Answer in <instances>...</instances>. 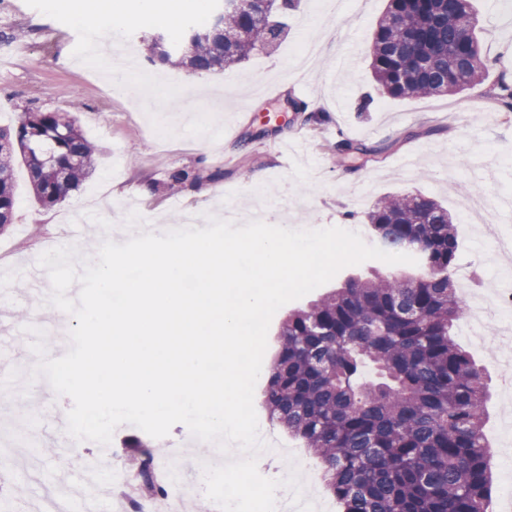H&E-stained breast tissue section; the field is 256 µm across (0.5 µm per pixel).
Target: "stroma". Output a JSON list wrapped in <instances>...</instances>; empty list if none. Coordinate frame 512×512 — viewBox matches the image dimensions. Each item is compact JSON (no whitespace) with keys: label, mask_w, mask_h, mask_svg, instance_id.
Returning <instances> with one entry per match:
<instances>
[{"label":"stroma","mask_w":512,"mask_h":512,"mask_svg":"<svg viewBox=\"0 0 512 512\" xmlns=\"http://www.w3.org/2000/svg\"><path fill=\"white\" fill-rule=\"evenodd\" d=\"M85 0H0V32L20 29L22 42L10 45L0 60V127L18 125L23 112L40 109L75 112L77 123L97 149L94 173L59 205L46 209L36 203L23 165H15V220L0 232V394L9 409L0 414V469L10 483L19 484L21 496L0 497V512H26L44 488L68 492L61 476L76 469H96L99 481L82 488L74 501L83 512L88 501L107 504L112 512H126V484L111 485L114 470H127L135 451L132 440L151 443L142 430L124 424L116 428L109 456L98 444L84 443L79 464H72V446L65 444L54 424L72 407L69 397L38 392L28 382L37 358L30 349L25 326L51 325L52 314L36 312L35 289L50 290L45 269L27 263L32 254L83 242L94 235L90 224L73 222L87 204L112 225L148 218L162 224L190 210L195 215L233 207L240 222H247L255 202L245 191L248 177L262 172V192L270 210L283 223L306 229L351 226L366 233L362 218L346 219L349 210L361 211L393 195L422 194L447 207L458 239L459 271L477 274L475 293L495 301L512 292V260L501 259L495 242L462 213L467 197L496 187L512 190V118L489 109L486 91L501 72L512 74V31L501 22L499 0H476L482 50L490 64L484 82L466 93L402 100L380 93L370 69L369 48L387 0H370L364 13L325 12L322 0H296L284 17L285 36L270 53L259 51L233 68L197 73L148 59L150 36L165 30L179 35L183 21L203 12L205 0H186L178 20L156 13L137 14L119 34L139 72L156 77L166 96H137L112 85L106 74L86 61L84 23L75 8ZM321 40V59L304 79L291 71V61L309 35ZM351 48L353 63L342 68L344 48ZM78 87L83 105L73 110L68 97L50 93L53 85ZM232 88L224 113L210 111L209 97ZM331 108L322 122L302 123L291 100ZM415 131L404 139L405 131ZM354 142H392L378 161L364 163L337 154L338 138ZM415 162L412 170L400 165L402 156ZM198 168L219 172L215 181L166 190L170 170ZM490 315L458 325L455 340L486 367L492 397L487 405L484 433L494 474L492 496L500 498L512 486V439L504 418L512 402L503 390L499 364L512 357V341L495 337ZM486 337L483 347L473 339ZM259 428L272 432L281 451L261 457L258 470L270 479L285 478L298 468L308 498L316 506L342 512L326 489H315L321 464L302 440L272 423L265 410L257 412ZM160 457L178 454L184 483L172 487L178 508L205 505L204 481L197 471L201 461L215 457L209 445L190 446L184 424H175L158 441Z\"/></svg>","instance_id":"35a3bbf8"}]
</instances>
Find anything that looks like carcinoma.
Masks as SVG:
<instances>
[{"label": "carcinoma", "mask_w": 512, "mask_h": 512, "mask_svg": "<svg viewBox=\"0 0 512 512\" xmlns=\"http://www.w3.org/2000/svg\"><path fill=\"white\" fill-rule=\"evenodd\" d=\"M264 0L148 47L157 59L193 71L231 68L269 49L282 29L267 22ZM481 52L471 0H388L370 47L378 89L391 98L462 94L482 83ZM487 96L512 112V82ZM38 130L48 138L27 144ZM0 229L16 206L13 172L21 159L40 206L61 203L95 169L96 150L73 116L29 110L16 128H0ZM396 142L342 139L336 152L377 159ZM185 168L166 187L200 182ZM370 238L412 252L401 273L347 279L288 314L269 368L263 405L321 461L327 490L343 512H488L493 484L483 434L489 390L485 373L454 339L468 315L452 277L455 224L448 210L421 195L380 200L363 211ZM143 495L163 498L154 455L134 473Z\"/></svg>", "instance_id": "cac0c4a2"}]
</instances>
